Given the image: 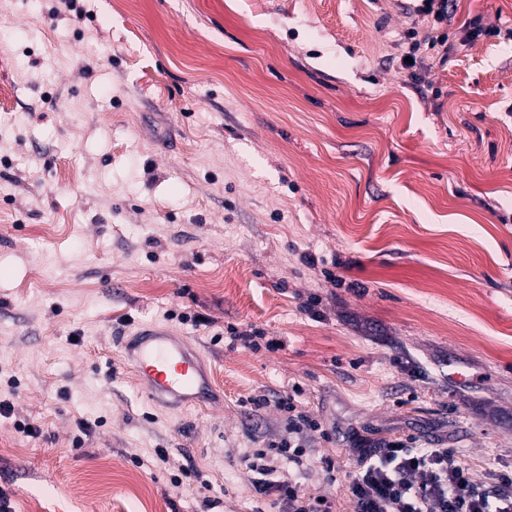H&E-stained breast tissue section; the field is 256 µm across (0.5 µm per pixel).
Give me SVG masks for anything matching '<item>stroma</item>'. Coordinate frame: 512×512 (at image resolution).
Segmentation results:
<instances>
[{
	"instance_id": "1",
	"label": "stroma",
	"mask_w": 512,
	"mask_h": 512,
	"mask_svg": "<svg viewBox=\"0 0 512 512\" xmlns=\"http://www.w3.org/2000/svg\"><path fill=\"white\" fill-rule=\"evenodd\" d=\"M73 2L0 0L12 512H275L247 458L287 438L292 391L323 430L281 475L335 512L354 429L512 472V40L417 84L407 0ZM477 16L512 28V0H457L449 32ZM145 326L196 347L221 401L115 376ZM253 328L277 348L233 342Z\"/></svg>"
}]
</instances>
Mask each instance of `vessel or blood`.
I'll list each match as a JSON object with an SVG mask.
<instances>
[{"label": "vessel or blood", "mask_w": 512, "mask_h": 512, "mask_svg": "<svg viewBox=\"0 0 512 512\" xmlns=\"http://www.w3.org/2000/svg\"><path fill=\"white\" fill-rule=\"evenodd\" d=\"M138 382L153 399L173 406L210 402L214 391L198 351L168 330L148 328L125 346Z\"/></svg>", "instance_id": "1"}]
</instances>
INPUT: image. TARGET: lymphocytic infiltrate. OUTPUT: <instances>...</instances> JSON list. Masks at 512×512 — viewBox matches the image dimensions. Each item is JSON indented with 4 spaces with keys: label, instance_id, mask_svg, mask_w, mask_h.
Returning a JSON list of instances; mask_svg holds the SVG:
<instances>
[{
    "label": "lymphocytic infiltrate",
    "instance_id": "obj_1",
    "mask_svg": "<svg viewBox=\"0 0 512 512\" xmlns=\"http://www.w3.org/2000/svg\"><path fill=\"white\" fill-rule=\"evenodd\" d=\"M449 3L421 0L417 7L433 29L423 38L428 48L446 58L497 35L496 27L475 18L464 23L455 36H447L442 27L448 22ZM280 404L289 412L292 438L269 442L255 454L251 467L258 474L256 490L274 497L281 512H333L330 497H318L296 482L275 477L281 462L302 464L304 452L297 435L320 427L298 411L294 396L281 398ZM348 438L358 456V466L347 485L354 512H512L511 473L497 474L493 483H485L458 451L420 447L418 437L411 434L370 439L353 431Z\"/></svg>",
    "mask_w": 512,
    "mask_h": 512
}]
</instances>
